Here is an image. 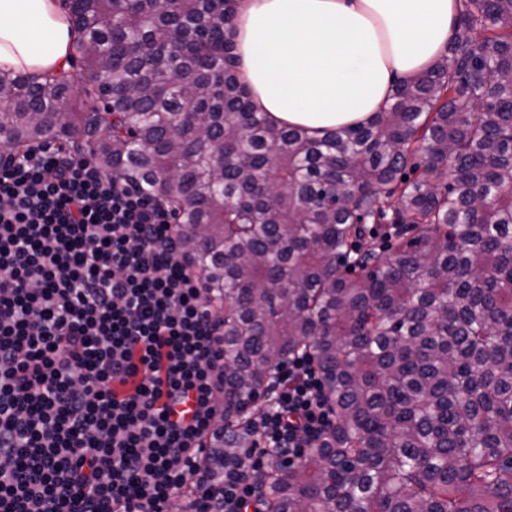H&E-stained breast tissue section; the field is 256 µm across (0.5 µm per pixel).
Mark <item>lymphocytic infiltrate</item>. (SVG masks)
<instances>
[{
	"label": "lymphocytic infiltrate",
	"instance_id": "1",
	"mask_svg": "<svg viewBox=\"0 0 512 512\" xmlns=\"http://www.w3.org/2000/svg\"><path fill=\"white\" fill-rule=\"evenodd\" d=\"M215 478L224 319L157 194L48 143L0 159V512H249L333 422L304 354Z\"/></svg>",
	"mask_w": 512,
	"mask_h": 512
}]
</instances>
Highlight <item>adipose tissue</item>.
I'll return each instance as SVG.
<instances>
[{"label":"adipose tissue","mask_w":512,"mask_h":512,"mask_svg":"<svg viewBox=\"0 0 512 512\" xmlns=\"http://www.w3.org/2000/svg\"><path fill=\"white\" fill-rule=\"evenodd\" d=\"M460 0H237L230 41L253 105L320 136L369 121L395 80L447 49ZM75 31L59 0H0V69H68Z\"/></svg>","instance_id":"ef3b65f1"}]
</instances>
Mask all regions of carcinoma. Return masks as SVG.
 <instances>
[{
    "mask_svg": "<svg viewBox=\"0 0 512 512\" xmlns=\"http://www.w3.org/2000/svg\"><path fill=\"white\" fill-rule=\"evenodd\" d=\"M65 2L83 105L0 71V138L159 191L222 302L226 413L312 355L335 423L262 475L264 512H512V0H464L446 54L322 137L254 108L235 0ZM365 224L415 237L351 264ZM248 438L213 441L215 476Z\"/></svg>",
    "mask_w": 512,
    "mask_h": 512,
    "instance_id": "1",
    "label": "carcinoma"
}]
</instances>
